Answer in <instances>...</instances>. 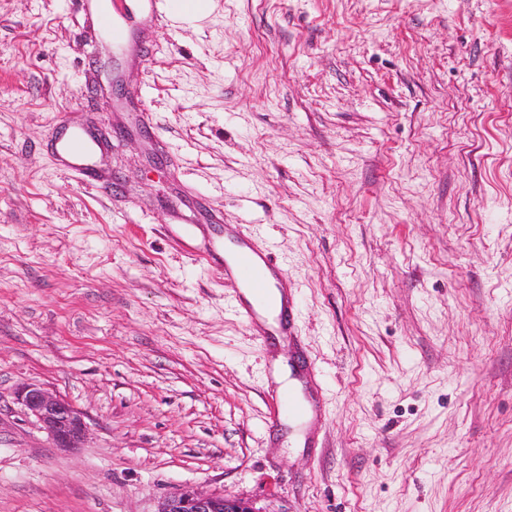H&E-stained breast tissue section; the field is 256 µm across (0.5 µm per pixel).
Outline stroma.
Masks as SVG:
<instances>
[{
    "label": "stroma",
    "instance_id": "stroma-1",
    "mask_svg": "<svg viewBox=\"0 0 512 512\" xmlns=\"http://www.w3.org/2000/svg\"><path fill=\"white\" fill-rule=\"evenodd\" d=\"M134 2L109 103L78 0H0V512H512V0ZM63 119L111 195L53 157ZM235 224L288 279L281 339L200 260ZM275 369L276 379L281 386L279 393L272 396L273 417H271V419H275L283 412H288V415L295 417L298 421L304 420L308 415L307 409L300 401H298L291 391H281L283 389H288V387L296 390L299 388L297 383L293 380H289V373L282 368L280 359L275 361ZM15 399L49 435L57 448H78L88 435L82 414L67 400L38 384H26ZM158 512H258V510L239 498L175 491L164 499Z\"/></svg>",
    "mask_w": 512,
    "mask_h": 512
}]
</instances>
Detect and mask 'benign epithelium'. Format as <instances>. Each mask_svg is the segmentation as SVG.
Returning a JSON list of instances; mask_svg holds the SVG:
<instances>
[{
    "label": "benign epithelium",
    "mask_w": 512,
    "mask_h": 512,
    "mask_svg": "<svg viewBox=\"0 0 512 512\" xmlns=\"http://www.w3.org/2000/svg\"><path fill=\"white\" fill-rule=\"evenodd\" d=\"M15 399L49 435L57 448H78L88 435L82 414L67 400L38 384H26ZM158 512H260L250 503L223 495L175 491L162 502Z\"/></svg>",
    "instance_id": "7a95c632"
}]
</instances>
